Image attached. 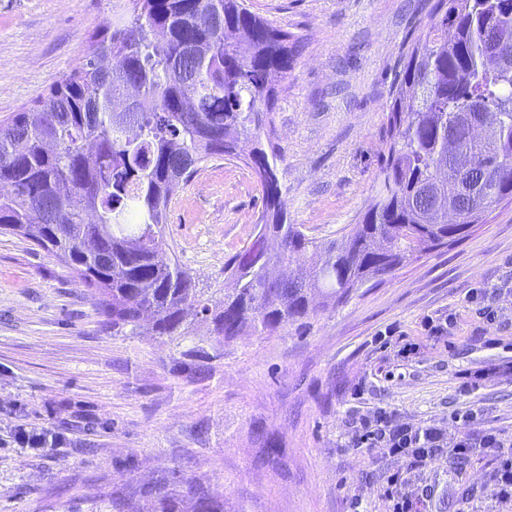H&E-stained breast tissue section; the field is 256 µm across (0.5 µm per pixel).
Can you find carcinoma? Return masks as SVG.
Returning a JSON list of instances; mask_svg holds the SVG:
<instances>
[{
  "label": "carcinoma",
  "mask_w": 512,
  "mask_h": 512,
  "mask_svg": "<svg viewBox=\"0 0 512 512\" xmlns=\"http://www.w3.org/2000/svg\"><path fill=\"white\" fill-rule=\"evenodd\" d=\"M300 38L244 0H113L112 18L47 94L0 122V230L29 239L97 292L104 324L181 343L198 323L211 360L236 336L302 327L422 254L463 241L512 201V0H435L386 113L371 206L333 240L287 222L270 132ZM481 105L489 124L472 139ZM263 189L255 242L224 263L233 280L199 287L165 239L174 188L215 158L239 159ZM459 208L430 213L429 193ZM196 512L224 504L186 485Z\"/></svg>",
  "instance_id": "carcinoma-1"
}]
</instances>
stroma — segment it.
Here are the masks:
<instances>
[{
  "label": "stroma",
  "instance_id": "stroma-1",
  "mask_svg": "<svg viewBox=\"0 0 512 512\" xmlns=\"http://www.w3.org/2000/svg\"><path fill=\"white\" fill-rule=\"evenodd\" d=\"M434 0H246L304 48L279 81L273 141L288 221L337 238L374 197L385 115ZM112 0H0V120L84 56ZM264 209L243 161L214 159L174 193L165 236L199 285L224 279ZM446 322L433 336L427 320ZM482 371L463 388V371ZM384 409L448 440L496 430L512 449V202L462 242L408 263L303 329L239 336L219 358L184 357L149 327L116 336L91 289L24 237L0 233V512H153L182 481L224 512H391L385 478L406 475L416 512H512L495 453L413 464L355 443ZM63 443L31 450L17 425Z\"/></svg>",
  "mask_w": 512,
  "mask_h": 512
}]
</instances>
